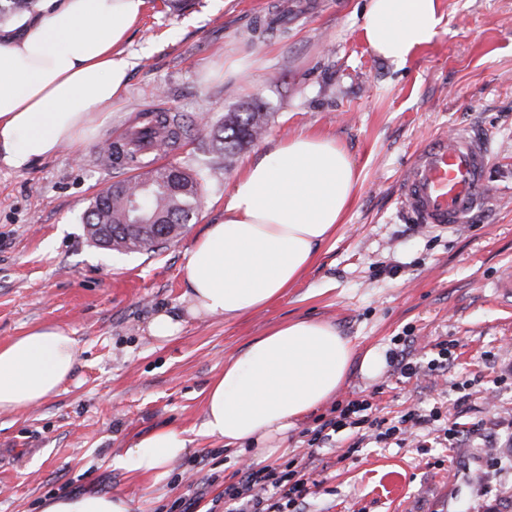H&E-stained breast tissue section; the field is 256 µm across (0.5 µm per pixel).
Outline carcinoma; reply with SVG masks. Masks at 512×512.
<instances>
[{"instance_id": "carcinoma-1", "label": "carcinoma", "mask_w": 512, "mask_h": 512, "mask_svg": "<svg viewBox=\"0 0 512 512\" xmlns=\"http://www.w3.org/2000/svg\"><path fill=\"white\" fill-rule=\"evenodd\" d=\"M36 0H0V23H9L35 11ZM268 113L262 104L244 102L239 107L224 113V125L216 131L208 124H195L191 130L202 139L210 138L219 144L225 162L247 146L257 141L264 133ZM166 132L167 146L173 147L181 139L185 125L178 116L166 112L158 114L154 124L145 128L142 138L150 139L156 130ZM107 161L113 156H124L133 169L145 167L139 151L127 148L120 152L114 144L102 147ZM130 181L147 184L149 189L137 194L140 208L129 209L130 199L126 192H114L107 188L98 193L83 216V223L92 228L99 224L112 225L108 238L113 241V252L130 249L132 252H152L168 242V235L180 224H189L198 214L202 204V177L200 172H188L180 167L166 165L159 168L152 178L134 175ZM151 222L153 235L143 237L137 222Z\"/></svg>"}]
</instances>
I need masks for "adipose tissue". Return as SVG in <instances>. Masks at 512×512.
I'll list each match as a JSON object with an SVG mask.
<instances>
[{"label":"adipose tissue","instance_id":"obj_1","mask_svg":"<svg viewBox=\"0 0 512 512\" xmlns=\"http://www.w3.org/2000/svg\"><path fill=\"white\" fill-rule=\"evenodd\" d=\"M145 0H43L0 27V166L22 173L104 127L128 90L130 59L118 53ZM440 0H369L371 49L405 64L440 32ZM360 173L335 137L302 133L246 165L185 253L187 314L239 319L294 287L336 238ZM79 353L74 336L39 325L0 345V410L31 408L56 395ZM355 350L336 325L295 319L256 337L224 361L210 384L202 430L245 458L268 452L346 380ZM186 431L161 427L112 459L117 469L160 481L187 451ZM42 512H132L106 493L54 496Z\"/></svg>","mask_w":512,"mask_h":512}]
</instances>
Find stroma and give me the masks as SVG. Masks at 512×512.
I'll use <instances>...</instances> for the list:
<instances>
[{
    "label": "stroma",
    "mask_w": 512,
    "mask_h": 512,
    "mask_svg": "<svg viewBox=\"0 0 512 512\" xmlns=\"http://www.w3.org/2000/svg\"><path fill=\"white\" fill-rule=\"evenodd\" d=\"M437 38L405 66L378 57L362 28L368 0H191L181 14L163 0L121 46L134 58L128 91L107 128L23 173L0 168V345L37 325L73 333L79 355L63 389L35 407L0 411V512H40L55 495L101 492L134 512H178L191 485L207 498L241 468L223 441L202 434L205 396L225 358L270 328L298 318L335 324L359 357H390L415 339L418 379L391 364L374 377L357 362L335 399H371L378 416L439 408V421L402 444L362 442L344 429L320 449L306 512H512V306L492 283L512 269V0H441ZM286 14L283 26L264 21ZM248 58L241 72L228 60ZM261 103L265 135L232 163L189 136L158 163L203 168L202 206L180 238L153 252L94 245L82 222L90 201L129 178L100 160L102 142L126 137L148 113L206 120L220 129L239 103ZM488 137L485 198L464 224L425 228L402 208L397 185L412 151L436 133ZM301 132L336 137L361 180L334 242L301 281L244 319H192L185 252L223 218L224 195L245 165ZM176 336H150L159 312ZM453 343L432 374L436 343ZM189 431L188 452L160 482L113 468L112 459L161 426ZM468 436L436 446L441 429ZM495 435L497 458L485 451Z\"/></svg>",
    "instance_id": "obj_1"
}]
</instances>
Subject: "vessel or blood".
Returning a JSON list of instances; mask_svg holds the SVG:
<instances>
[{
    "mask_svg": "<svg viewBox=\"0 0 512 512\" xmlns=\"http://www.w3.org/2000/svg\"><path fill=\"white\" fill-rule=\"evenodd\" d=\"M490 163L488 140L463 130L432 135L414 152L398 199L420 224L455 227L481 201Z\"/></svg>",
    "mask_w": 512,
    "mask_h": 512,
    "instance_id": "obj_1",
    "label": "vessel or blood"
}]
</instances>
